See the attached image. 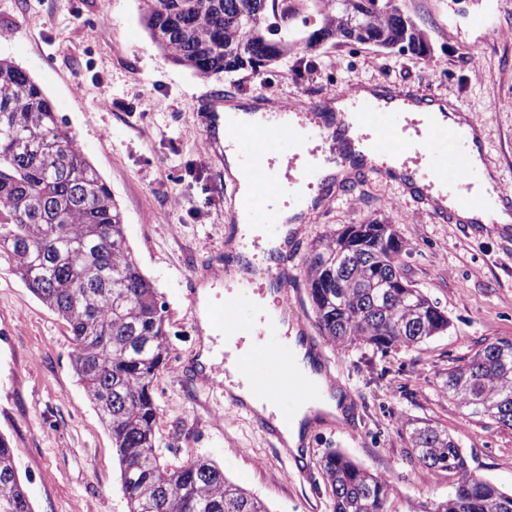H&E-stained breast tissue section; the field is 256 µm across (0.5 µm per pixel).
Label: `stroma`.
I'll return each mask as SVG.
<instances>
[{
	"instance_id": "35a3bbf8",
	"label": "stroma",
	"mask_w": 512,
	"mask_h": 512,
	"mask_svg": "<svg viewBox=\"0 0 512 512\" xmlns=\"http://www.w3.org/2000/svg\"><path fill=\"white\" fill-rule=\"evenodd\" d=\"M425 34L426 56L331 39L312 53L207 79L174 64L141 21L140 0H0V57L11 58L53 101L62 126L110 186L126 245L164 302L171 355L154 396L155 446L175 467L211 459L269 512H329L322 455L339 450L387 479L389 512H430L456 481L411 461L410 433L447 430L469 469L512 493V429L469 416L443 380L486 344L512 338V227L436 221L395 182L353 175L331 188L303 222L289 300L332 367L351 388L364 434L311 429L307 475L258 423L233 408L207 374L189 377L201 331L190 289L230 285L224 253L234 195L224 159L199 151L203 94L231 102L291 101L298 111L359 85L422 88L477 113L484 157L498 188L512 192V0H400ZM108 106H101V99ZM392 225L403 276L444 311L447 333L381 352L337 347L322 336L305 283L315 244L350 224ZM69 326L0 264V432L33 512H127L112 436L72 367Z\"/></svg>"
}]
</instances>
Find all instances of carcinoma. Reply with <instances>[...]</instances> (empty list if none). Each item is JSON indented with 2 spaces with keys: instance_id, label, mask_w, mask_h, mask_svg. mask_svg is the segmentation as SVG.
I'll return each instance as SVG.
<instances>
[{
  "instance_id": "cac0c4a2",
  "label": "carcinoma",
  "mask_w": 512,
  "mask_h": 512,
  "mask_svg": "<svg viewBox=\"0 0 512 512\" xmlns=\"http://www.w3.org/2000/svg\"><path fill=\"white\" fill-rule=\"evenodd\" d=\"M141 2L157 46L202 77L255 70L294 45L311 53L329 39L428 52L398 0ZM299 20L310 26L297 42ZM270 28L281 30L282 49L264 44ZM18 138L51 150V167L18 164ZM123 226L110 187L62 128L50 98L0 58V260L67 321L73 367L112 435L128 512H268L207 458L176 468L160 462L154 385L170 357L164 304L126 247ZM401 251L388 224H350L311 250L309 297L322 335L338 346L365 343L386 352L448 330V316L400 274ZM444 386L469 415L512 429V339L486 344L450 369ZM410 442L420 466L457 476L431 512H512V494L474 475L448 431L425 423L413 428ZM321 469L331 512H388L390 488L381 476L335 449L323 455ZM18 503L32 512L15 451L0 447V512H15Z\"/></svg>"
}]
</instances>
